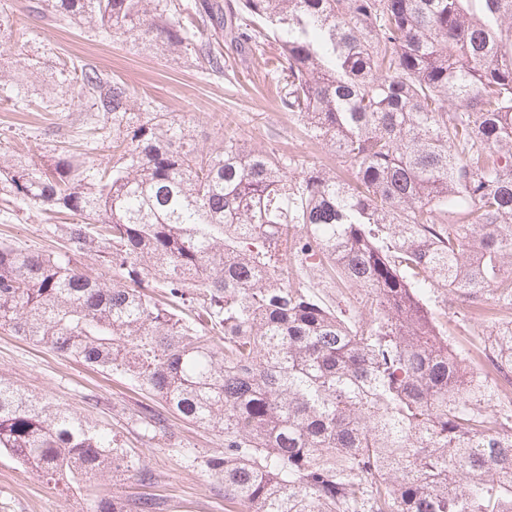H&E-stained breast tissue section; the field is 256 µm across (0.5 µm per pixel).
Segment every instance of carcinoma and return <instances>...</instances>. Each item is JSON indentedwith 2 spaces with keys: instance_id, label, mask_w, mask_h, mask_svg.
<instances>
[{
  "instance_id": "obj_1",
  "label": "carcinoma",
  "mask_w": 512,
  "mask_h": 512,
  "mask_svg": "<svg viewBox=\"0 0 512 512\" xmlns=\"http://www.w3.org/2000/svg\"><path fill=\"white\" fill-rule=\"evenodd\" d=\"M45 2L58 25L136 30L211 73L210 27L276 43L281 107L353 179L233 136L204 150L124 83L63 69L127 134L102 173L0 154V193L72 217L63 253L0 246V328L224 437L202 467L226 512H512V407L473 383L433 308L441 288L485 297L486 363L512 384V0ZM290 255L359 289V315L297 280ZM0 452L90 487L93 512L158 510L99 490L149 476L111 429L2 378Z\"/></svg>"
}]
</instances>
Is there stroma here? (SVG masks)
Returning a JSON list of instances; mask_svg holds the SVG:
<instances>
[{
  "instance_id": "35a3bbf8",
  "label": "stroma",
  "mask_w": 512,
  "mask_h": 512,
  "mask_svg": "<svg viewBox=\"0 0 512 512\" xmlns=\"http://www.w3.org/2000/svg\"><path fill=\"white\" fill-rule=\"evenodd\" d=\"M36 2L0 0V74L22 76L27 83L25 102L0 100V149L42 165L55 150L65 149L86 154L92 167H111L112 151L104 139L118 134V127L100 118L84 120L49 100L61 63L74 62L125 83L135 102L148 100L157 111L172 113L201 148L234 135L254 149L287 154L300 166L339 167L330 147L311 139L282 108L269 75L278 56L276 45H266L261 55L248 53L231 44L223 31L209 32L224 55V73L208 75L191 56L147 42L136 31L102 41L86 26L56 25L35 12ZM68 221L66 215L0 196V242L32 252L56 251L62 246L59 227ZM435 311L449 339L480 359L487 321L444 297L436 299ZM0 377L114 428L126 448L145 459L149 481L107 482L114 497H151L159 512H225L223 485L200 468L186 466L182 458L186 448L202 456L221 449L224 440L215 432L169 414L160 400L124 379L92 371L3 329ZM147 410L164 417L166 437H144L139 419ZM0 512H91V500L82 489L57 492L35 471L1 453Z\"/></svg>"
}]
</instances>
